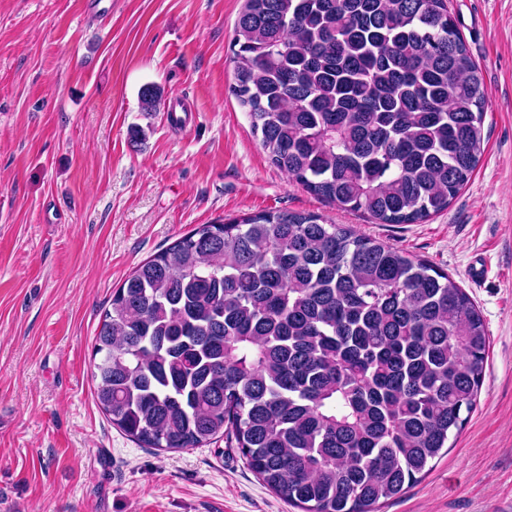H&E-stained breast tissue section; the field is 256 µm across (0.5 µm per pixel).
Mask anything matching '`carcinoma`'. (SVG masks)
<instances>
[{"label": "carcinoma", "mask_w": 512, "mask_h": 512, "mask_svg": "<svg viewBox=\"0 0 512 512\" xmlns=\"http://www.w3.org/2000/svg\"><path fill=\"white\" fill-rule=\"evenodd\" d=\"M232 63L271 163L379 224L448 209L480 163L489 94L448 0H243ZM161 102L142 90L143 111ZM93 355L99 407L143 447L226 435L302 512H376L458 436L489 340L448 274L276 211L138 265Z\"/></svg>", "instance_id": "carcinoma-1"}]
</instances>
